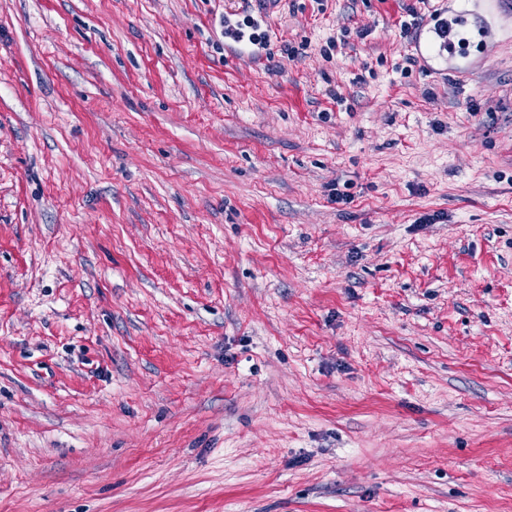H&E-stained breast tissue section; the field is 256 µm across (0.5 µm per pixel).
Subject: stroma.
<instances>
[{
  "label": "stroma",
  "mask_w": 512,
  "mask_h": 512,
  "mask_svg": "<svg viewBox=\"0 0 512 512\" xmlns=\"http://www.w3.org/2000/svg\"><path fill=\"white\" fill-rule=\"evenodd\" d=\"M462 8L0 0V512H512V34L406 61Z\"/></svg>",
  "instance_id": "stroma-1"
}]
</instances>
